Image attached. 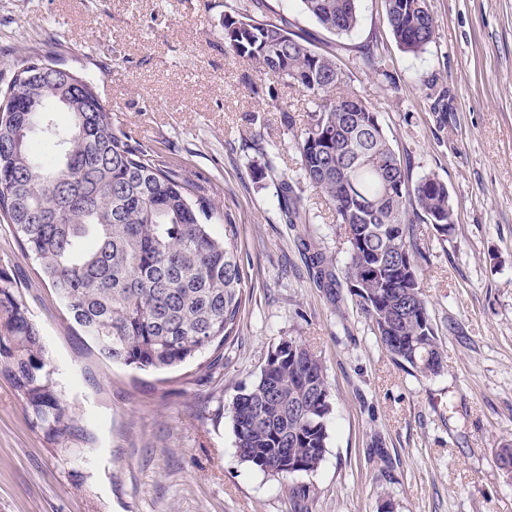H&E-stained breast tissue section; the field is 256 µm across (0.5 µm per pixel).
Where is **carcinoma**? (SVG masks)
I'll return each mask as SVG.
<instances>
[{"label":"carcinoma","mask_w":512,"mask_h":512,"mask_svg":"<svg viewBox=\"0 0 512 512\" xmlns=\"http://www.w3.org/2000/svg\"><path fill=\"white\" fill-rule=\"evenodd\" d=\"M331 34L359 25L357 0H300ZM224 15V47L259 72L300 87L311 110L300 130L282 108L297 170L280 182L287 222L307 220L302 194L320 192L350 244L344 275L381 346L414 372L443 368L411 243V216L442 236L454 224L448 186L433 174L414 180L377 113L351 85L333 54L310 48L263 12L260 0H235ZM392 33L407 52L434 38L427 0H385ZM21 61L0 88V217L12 228L37 276L55 289L106 363L165 372L211 350V364L234 340L247 277L237 257L238 225L223 221L205 189L181 165L113 120L93 86L69 69ZM69 116L57 125L52 108ZM318 287L335 295L333 262L310 256ZM268 353L258 378L232 400L239 458L286 480L324 460L331 394L322 360L296 339ZM0 377L18 392L34 425L66 452L92 450L96 438L64 403L41 329L17 286L0 276ZM512 481V442L495 450Z\"/></svg>","instance_id":"cac0c4a2"}]
</instances>
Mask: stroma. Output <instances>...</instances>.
<instances>
[{
  "instance_id": "obj_1",
  "label": "stroma",
  "mask_w": 512,
  "mask_h": 512,
  "mask_svg": "<svg viewBox=\"0 0 512 512\" xmlns=\"http://www.w3.org/2000/svg\"><path fill=\"white\" fill-rule=\"evenodd\" d=\"M225 0H0V87L32 50L92 78L121 128L155 145L238 224L248 278L224 360L158 374L112 366L82 347L53 288L0 219V273L18 284L69 408L93 451L56 450L0 379V512H294L288 484L241 461L229 407L289 338L323 361L331 392L325 458L308 512H512L494 450L512 440V0H428L433 42L404 52L384 0H358L348 36L324 30L299 0L265 11L314 50L351 67L412 176H438L454 207L440 236L414 222L420 278L443 353L424 378L400 364L338 288L309 272L321 250L343 274L349 245L323 199L304 192L289 224L279 183L294 153L281 109L303 120L300 88L253 72L224 49ZM283 149L253 177L264 143Z\"/></svg>"
}]
</instances>
